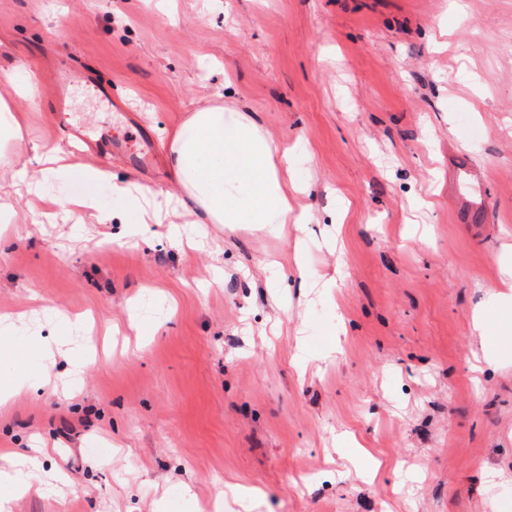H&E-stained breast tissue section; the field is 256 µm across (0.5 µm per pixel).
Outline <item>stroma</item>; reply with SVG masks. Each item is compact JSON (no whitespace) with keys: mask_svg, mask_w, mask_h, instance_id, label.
<instances>
[{"mask_svg":"<svg viewBox=\"0 0 512 512\" xmlns=\"http://www.w3.org/2000/svg\"><path fill=\"white\" fill-rule=\"evenodd\" d=\"M73 122L157 165L110 171L95 211L5 196L0 383L54 388L0 412V448L46 447L51 494L11 512H512V0H0V188L66 151ZM239 108L293 151L304 224H143L113 182L174 191L168 132ZM483 312L484 332L473 325ZM90 316L97 342L67 369ZM489 338L499 367L487 366Z\"/></svg>","mask_w":512,"mask_h":512,"instance_id":"obj_1","label":"stroma"}]
</instances>
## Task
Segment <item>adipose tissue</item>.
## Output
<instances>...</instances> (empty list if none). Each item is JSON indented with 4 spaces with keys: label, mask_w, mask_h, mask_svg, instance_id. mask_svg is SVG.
Returning a JSON list of instances; mask_svg holds the SVG:
<instances>
[{
    "label": "adipose tissue",
    "mask_w": 512,
    "mask_h": 512,
    "mask_svg": "<svg viewBox=\"0 0 512 512\" xmlns=\"http://www.w3.org/2000/svg\"><path fill=\"white\" fill-rule=\"evenodd\" d=\"M169 151L179 188L175 203L182 210L199 207L213 224L301 223L288 192L287 148L242 110L212 106L190 113L172 130ZM68 170L65 156L56 154L47 166L21 167L13 179L51 209L60 200L46 183Z\"/></svg>",
    "instance_id": "ef3b65f1"
}]
</instances>
